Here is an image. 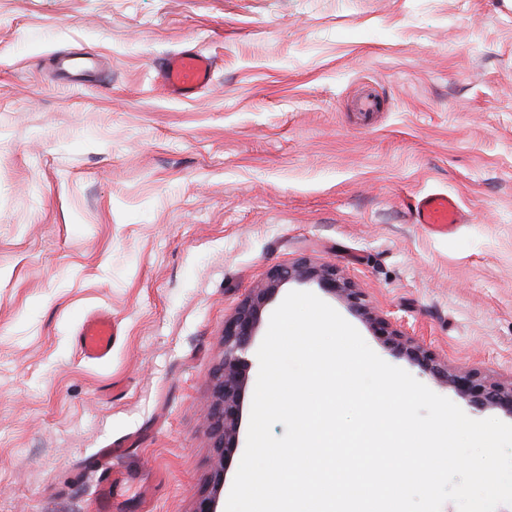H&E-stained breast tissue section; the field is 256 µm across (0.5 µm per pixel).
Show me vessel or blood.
Instances as JSON below:
<instances>
[{"instance_id": "b4317fda", "label": "vessel or blood", "mask_w": 512, "mask_h": 512, "mask_svg": "<svg viewBox=\"0 0 512 512\" xmlns=\"http://www.w3.org/2000/svg\"><path fill=\"white\" fill-rule=\"evenodd\" d=\"M210 57L197 52H179L169 55L156 70V79L168 96L188 99L205 89L212 81ZM417 223L427 225L440 234L451 233L463 223L464 214L457 200L446 193L422 196L416 206ZM78 346L83 357L104 360L112 354V319L101 312L90 316L78 334Z\"/></svg>"}]
</instances>
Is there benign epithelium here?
I'll return each mask as SVG.
<instances>
[{
  "instance_id": "obj_1",
  "label": "benign epithelium",
  "mask_w": 512,
  "mask_h": 512,
  "mask_svg": "<svg viewBox=\"0 0 512 512\" xmlns=\"http://www.w3.org/2000/svg\"><path fill=\"white\" fill-rule=\"evenodd\" d=\"M292 281L314 282L326 293L346 301L367 321L373 334L384 345L424 374L448 385L474 408H496L512 416V384L493 383L478 371L457 373L448 369V365L428 349L411 337L402 335L387 320L372 315L362 302L360 293L340 280L335 269L314 265L302 258L290 266L273 269L266 280L251 290L234 315L224 322V358L213 374L210 414L215 462L209 487L197 496L193 512H220V496L239 448L248 368L244 353L257 336L265 309L280 288Z\"/></svg>"
}]
</instances>
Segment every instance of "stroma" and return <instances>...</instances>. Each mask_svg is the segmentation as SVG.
Segmentation results:
<instances>
[{"instance_id":"stroma-1","label":"stroma","mask_w":512,"mask_h":512,"mask_svg":"<svg viewBox=\"0 0 512 512\" xmlns=\"http://www.w3.org/2000/svg\"><path fill=\"white\" fill-rule=\"evenodd\" d=\"M180 51L214 65L189 100L154 79ZM431 192L456 233L415 223ZM300 258L512 383V0H0V512L106 486L192 512L224 323ZM96 311L103 361L77 344ZM417 224H426L434 232L449 234L464 223V214L457 200L448 193H430L422 196L416 206ZM78 346L83 357L105 360L112 354V318L105 312L90 316L78 334Z\"/></svg>"}]
</instances>
